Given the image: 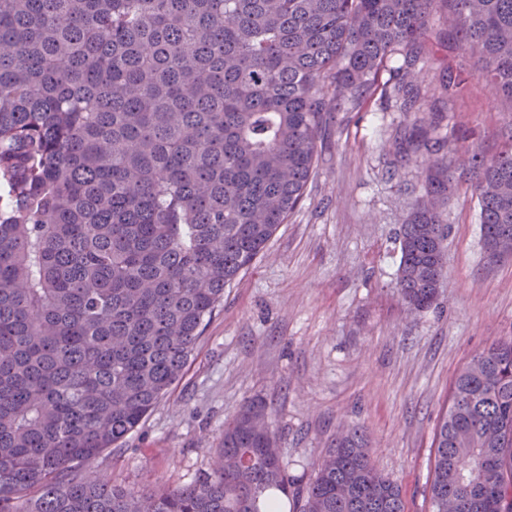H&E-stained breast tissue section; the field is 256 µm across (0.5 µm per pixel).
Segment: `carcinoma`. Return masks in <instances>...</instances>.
I'll list each match as a JSON object with an SVG mask.
<instances>
[{"label": "carcinoma", "mask_w": 512, "mask_h": 512, "mask_svg": "<svg viewBox=\"0 0 512 512\" xmlns=\"http://www.w3.org/2000/svg\"><path fill=\"white\" fill-rule=\"evenodd\" d=\"M476 54L512 103V0H0V512H406L363 433L294 488L265 406L224 426L202 481L139 494L78 470L181 376L224 289L304 198L326 114L387 98L442 112L429 46ZM429 127L423 195L396 237L398 291L431 309L454 182ZM485 249L512 244V145L468 154ZM431 512H512V338L475 355L434 438ZM490 483L493 502L468 487Z\"/></svg>", "instance_id": "carcinoma-1"}]
</instances>
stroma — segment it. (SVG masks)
<instances>
[{"instance_id": "35a3bbf8", "label": "stroma", "mask_w": 512, "mask_h": 512, "mask_svg": "<svg viewBox=\"0 0 512 512\" xmlns=\"http://www.w3.org/2000/svg\"><path fill=\"white\" fill-rule=\"evenodd\" d=\"M393 76L392 65L381 68L364 111L328 113L300 206L225 289L179 380L93 471L138 492L195 483L213 469L225 422L258 399L297 486L314 479L342 428L358 426L407 512H430L433 440L453 381L475 354L512 336V257L488 256L477 197L461 185L445 208L437 305L408 311L394 239L423 174L417 163L394 166V131L415 116L381 96ZM508 107L485 80L469 79L442 122L449 159L511 144Z\"/></svg>"}]
</instances>
